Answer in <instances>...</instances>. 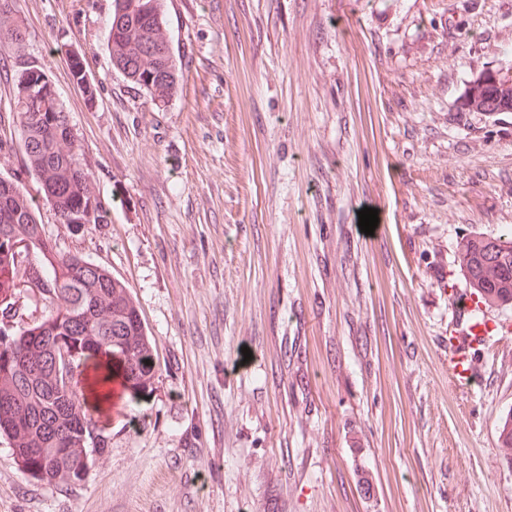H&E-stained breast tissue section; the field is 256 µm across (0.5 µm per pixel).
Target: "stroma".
Returning a JSON list of instances; mask_svg holds the SVG:
<instances>
[{"label": "stroma", "instance_id": "stroma-1", "mask_svg": "<svg viewBox=\"0 0 512 512\" xmlns=\"http://www.w3.org/2000/svg\"><path fill=\"white\" fill-rule=\"evenodd\" d=\"M6 2L26 50L0 139L40 68L110 221L60 223L21 150L0 175L126 284L160 368L87 397L110 443L69 488L0 438V512H512V335L473 350L470 387L448 373L458 245L512 227V112L461 109L512 70V0H164L162 111L112 66V0Z\"/></svg>", "mask_w": 512, "mask_h": 512}]
</instances>
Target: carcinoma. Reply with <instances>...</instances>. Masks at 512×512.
Wrapping results in <instances>:
<instances>
[{"instance_id": "1", "label": "carcinoma", "mask_w": 512, "mask_h": 512, "mask_svg": "<svg viewBox=\"0 0 512 512\" xmlns=\"http://www.w3.org/2000/svg\"><path fill=\"white\" fill-rule=\"evenodd\" d=\"M108 49L113 66L131 83L146 91L159 110L177 93L180 69L163 53V0H112ZM19 26L0 12V46L21 57L25 38ZM473 112H512V75L488 71L475 78L463 97ZM14 111L25 168L39 183L45 200L60 222L72 223L75 214L92 206L94 223L110 220L90 174L81 165L68 114L48 93L36 101L18 78ZM0 187V237L3 232L28 239L40 258L44 311L23 322L18 303L24 260L0 243V329L18 325L12 339L0 343V436L13 448H36L48 485H71L89 468L88 453L93 420L83 407L84 395L108 397L114 377L146 386L158 372L156 344L147 335L140 310L125 284L99 266L86 267L78 253H63L46 237L32 200L23 184L8 179ZM466 283L486 307L512 305V228L497 236L471 235L457 252ZM61 337L79 350L66 371H59L51 356ZM95 344L120 347L125 365L102 371V364L84 350ZM499 448L512 458V415L499 427Z\"/></svg>"}]
</instances>
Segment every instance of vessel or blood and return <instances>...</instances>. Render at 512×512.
Returning a JSON list of instances; mask_svg holds the SVG:
<instances>
[{
	"instance_id": "b4317fda",
	"label": "vessel or blood",
	"mask_w": 512,
	"mask_h": 512,
	"mask_svg": "<svg viewBox=\"0 0 512 512\" xmlns=\"http://www.w3.org/2000/svg\"><path fill=\"white\" fill-rule=\"evenodd\" d=\"M449 298L457 311V327L448 333V371L456 382L468 385L472 382L474 365L466 351L456 345L457 336L465 335L468 343L484 346L493 337L512 334V327L489 319H477L475 313L480 305L468 294L453 290L450 291Z\"/></svg>"
}]
</instances>
